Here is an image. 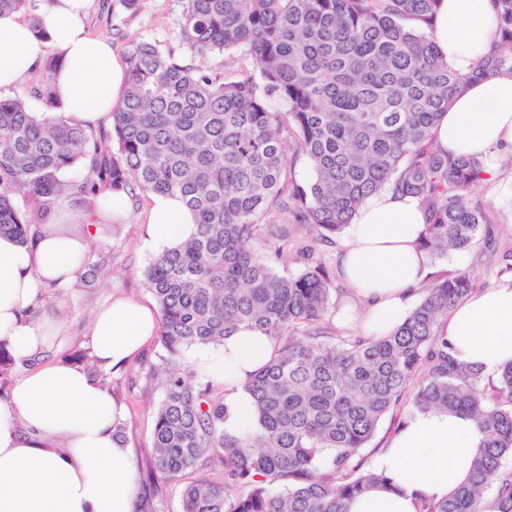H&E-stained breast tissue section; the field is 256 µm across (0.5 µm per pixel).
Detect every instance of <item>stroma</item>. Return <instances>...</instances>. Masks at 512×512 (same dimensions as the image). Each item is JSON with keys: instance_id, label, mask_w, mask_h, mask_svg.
<instances>
[{"instance_id": "stroma-1", "label": "stroma", "mask_w": 512, "mask_h": 512, "mask_svg": "<svg viewBox=\"0 0 512 512\" xmlns=\"http://www.w3.org/2000/svg\"><path fill=\"white\" fill-rule=\"evenodd\" d=\"M181 23L182 0H144L141 9L134 13L126 11L120 0H94L89 29L93 35L107 37L113 52L120 58L125 55L128 41L133 39L157 42L163 50L185 58L189 52L179 36ZM473 194L490 202L504 220L499 234L500 256L486 261L484 245L479 242L471 250L451 254L433 263L431 272L436 276L471 272L480 289L512 282V265L503 255L504 250L512 247V192L499 184H481L474 188ZM150 207V194L139 191L128 197V215L117 234L109 239L96 236L90 240L91 250L105 255L104 266H83L69 284L43 289L31 317L35 320L54 317L58 334L37 355L16 361L10 373L15 379L47 362L78 361L124 405L126 416L120 422L122 438L133 448L143 472L149 466L156 410L162 398L160 384L148 375L150 366L159 362L160 339L152 337L126 367L112 372L95 365L87 335L93 313L112 298L128 297L149 305L154 302L142 275L157 254L147 224ZM223 475L224 457L216 454L206 467L186 472L179 480L156 479L153 499L156 512H180L181 493L186 485Z\"/></svg>"}]
</instances>
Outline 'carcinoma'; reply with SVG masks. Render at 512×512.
<instances>
[{"label": "carcinoma", "instance_id": "1", "mask_svg": "<svg viewBox=\"0 0 512 512\" xmlns=\"http://www.w3.org/2000/svg\"><path fill=\"white\" fill-rule=\"evenodd\" d=\"M0 0L40 31V2ZM498 40L470 74L448 70L433 20L437 0H184L186 62L131 40L127 87L107 127L38 121L20 98L0 97V233L27 245L48 235L115 231L108 194L179 197L194 234L154 257L144 283L159 309L163 396L151 439L152 473L176 480L224 454V478L189 483L181 512H346L345 502L386 478L357 460L382 417L426 371L412 404L470 416L484 439L468 482L422 498L417 512H512V365L485 382L455 362L439 329L473 291L467 271L422 286L406 321L379 339L343 336L328 320L333 282L321 264L283 275L288 224L334 243L371 194L420 198L431 262L493 234L498 215L471 196L474 155L455 158L432 130L472 78L512 73V0H493ZM247 62L233 76L197 64ZM44 64L36 94L57 108ZM304 158L313 169L297 179ZM77 168L79 179L65 176ZM68 205L70 219L57 208ZM277 343L244 383L258 428L224 431L229 407L185 358L237 328Z\"/></svg>", "mask_w": 512, "mask_h": 512}]
</instances>
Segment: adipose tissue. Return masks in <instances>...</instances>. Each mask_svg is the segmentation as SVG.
<instances>
[{"instance_id":"1","label":"adipose tissue","mask_w":512,"mask_h":512,"mask_svg":"<svg viewBox=\"0 0 512 512\" xmlns=\"http://www.w3.org/2000/svg\"><path fill=\"white\" fill-rule=\"evenodd\" d=\"M93 0H52L32 28L19 13L0 14V90L18 81L53 49L58 108L37 113L85 126L106 123L126 84L122 62L107 39L89 35L85 20ZM436 43L449 69L468 74L489 50L496 21L492 0H441ZM441 151L475 154L484 176H499V159L512 155V73L471 81L433 129ZM152 241L170 247L190 234L194 219L179 199L156 194L149 217ZM425 224L421 200L392 189L368 197L357 209L340 256L344 280L363 310L342 308L365 335L394 332L412 310L411 291L429 273L418 240ZM86 239L50 236L35 245L0 235V344L17 359L37 354L58 334L54 318L29 320L42 288L74 277ZM158 325L155 311L123 297L100 308L90 346L98 365L118 369L143 348ZM449 353L492 374L512 364V284L484 288L458 303L443 326ZM273 340L238 329L223 346H200L188 357L202 375L223 384L231 412L224 428L254 424V405L242 384L265 364ZM124 410L84 368L68 361L42 364L14 382L0 401V512H136L139 474L134 454L115 429ZM482 434L466 415L417 412L373 457L374 471L394 489L373 488L353 498L346 512H416L415 499H443L468 479Z\"/></svg>"}]
</instances>
